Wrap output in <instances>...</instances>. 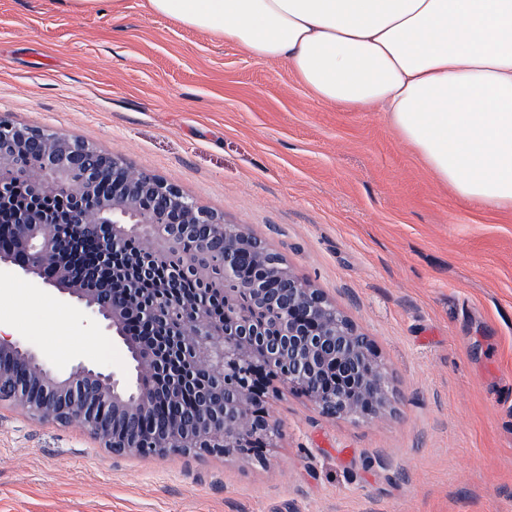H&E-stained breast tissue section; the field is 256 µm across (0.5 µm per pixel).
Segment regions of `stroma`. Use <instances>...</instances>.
<instances>
[{
	"label": "stroma",
	"mask_w": 512,
	"mask_h": 512,
	"mask_svg": "<svg viewBox=\"0 0 512 512\" xmlns=\"http://www.w3.org/2000/svg\"><path fill=\"white\" fill-rule=\"evenodd\" d=\"M145 0H0V116L94 145L243 226L366 336L372 419L269 396L242 455L118 456L0 407V512H512V209L462 202L386 113L315 99L283 63ZM0 319L60 372L128 367L72 300L0 272Z\"/></svg>",
	"instance_id": "obj_1"
}]
</instances>
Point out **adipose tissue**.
<instances>
[{
  "mask_svg": "<svg viewBox=\"0 0 512 512\" xmlns=\"http://www.w3.org/2000/svg\"><path fill=\"white\" fill-rule=\"evenodd\" d=\"M283 62L319 101L380 109L466 201L512 208V0H146Z\"/></svg>",
  "mask_w": 512,
  "mask_h": 512,
  "instance_id": "obj_1",
  "label": "adipose tissue"
}]
</instances>
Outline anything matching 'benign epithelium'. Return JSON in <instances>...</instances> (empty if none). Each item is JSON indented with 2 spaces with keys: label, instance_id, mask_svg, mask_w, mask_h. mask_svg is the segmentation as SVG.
<instances>
[{
  "label": "benign epithelium",
  "instance_id": "obj_1",
  "mask_svg": "<svg viewBox=\"0 0 512 512\" xmlns=\"http://www.w3.org/2000/svg\"><path fill=\"white\" fill-rule=\"evenodd\" d=\"M36 158L34 200L0 225V266L49 284L82 305L91 319L112 332L136 372H105L80 363L57 373L18 339L0 338V405L76 423L114 454H252L265 462L278 420L263 407L265 393L294 389L329 417L373 418L387 399L385 375L367 339L319 290L293 274L282 259L224 215L189 200L163 179L78 140L0 118V205L8 204L11 178L23 175ZM64 196L72 208L59 224L42 198ZM100 247V283L58 262L84 236ZM200 240V254L177 268L173 278L190 277L203 292L224 299L232 318L224 326L205 306L156 288L144 298L113 283L112 252L137 237L159 258ZM230 280L233 288H224ZM246 292L270 307L276 341L260 348L265 324L229 303ZM160 320L171 327L182 356L224 387L216 406L202 401L182 415L168 413L174 394L163 395L153 380L168 375L159 352L146 345L142 325Z\"/></svg>",
  "mask_w": 512,
  "mask_h": 512
}]
</instances>
